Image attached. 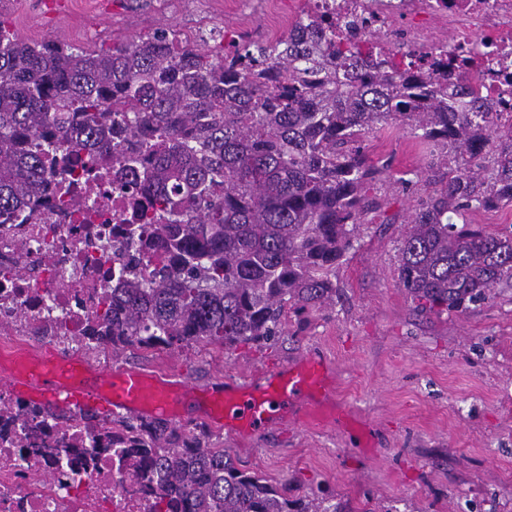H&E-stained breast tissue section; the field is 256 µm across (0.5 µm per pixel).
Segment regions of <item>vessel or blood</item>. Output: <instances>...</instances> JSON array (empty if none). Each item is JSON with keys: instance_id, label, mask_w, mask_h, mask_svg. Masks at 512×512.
<instances>
[{"instance_id": "obj_1", "label": "vessel or blood", "mask_w": 512, "mask_h": 512, "mask_svg": "<svg viewBox=\"0 0 512 512\" xmlns=\"http://www.w3.org/2000/svg\"><path fill=\"white\" fill-rule=\"evenodd\" d=\"M11 382L17 395L83 411L125 409L173 417L179 405L190 402L201 418L238 435L285 420L304 424L321 414L332 416L341 431L356 418L336 400L333 368L318 353L274 369L253 384L227 379L194 387L137 369L112 372L80 359L62 362L52 354L39 356L33 371L12 376Z\"/></svg>"}]
</instances>
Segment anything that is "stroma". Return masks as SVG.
Listing matches in <instances>:
<instances>
[{"instance_id": "stroma-1", "label": "stroma", "mask_w": 512, "mask_h": 512, "mask_svg": "<svg viewBox=\"0 0 512 512\" xmlns=\"http://www.w3.org/2000/svg\"><path fill=\"white\" fill-rule=\"evenodd\" d=\"M0 18L30 43L95 48L161 25L196 39L214 26L264 32L259 22L208 13L185 0H0ZM370 159L389 176L368 192L378 204L336 272L341 297L304 320L288 315L272 347L220 345L189 349L99 351L94 366L139 367L203 387L225 377L285 366L310 351L334 366L339 399L371 426L372 450L350 446L329 426L292 423L240 437L209 425L210 441L239 467L287 484L291 494L318 495L358 512H512V295L466 313H421L397 285V241L408 209L427 194V179L454 162L444 150L422 152L403 129L368 135Z\"/></svg>"}]
</instances>
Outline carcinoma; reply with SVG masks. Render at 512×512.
<instances>
[{"mask_svg":"<svg viewBox=\"0 0 512 512\" xmlns=\"http://www.w3.org/2000/svg\"><path fill=\"white\" fill-rule=\"evenodd\" d=\"M219 56L168 26L108 48L30 44L0 20V212L38 199L67 158L127 143L116 188L151 199L127 234L99 344L271 345L288 311L336 302V270L376 207L387 167L357 143L406 125L455 170L411 206L398 287L419 312H466L512 290V233L453 217L512 205V136L473 88L448 95V67L364 81L361 53L318 21L270 44L240 33ZM122 458L160 489L153 512H346L238 468L205 429L112 420Z\"/></svg>","mask_w":512,"mask_h":512,"instance_id":"carcinoma-1","label":"carcinoma"}]
</instances>
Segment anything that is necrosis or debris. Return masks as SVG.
<instances>
[{"mask_svg": "<svg viewBox=\"0 0 512 512\" xmlns=\"http://www.w3.org/2000/svg\"><path fill=\"white\" fill-rule=\"evenodd\" d=\"M244 14L268 7L267 39L320 17L345 42L392 55L400 68L426 73L452 62V75L495 103L512 128V0H231ZM70 198L48 192L23 212L0 213V355L31 337L62 359L82 356L100 302L101 271L118 262L120 225L136 221L135 197L111 177L70 173ZM103 430L72 416L42 430L0 389V512H148L159 490L118 461Z\"/></svg>", "mask_w": 512, "mask_h": 512, "instance_id": "obj_1", "label": "necrosis or debris"}]
</instances>
